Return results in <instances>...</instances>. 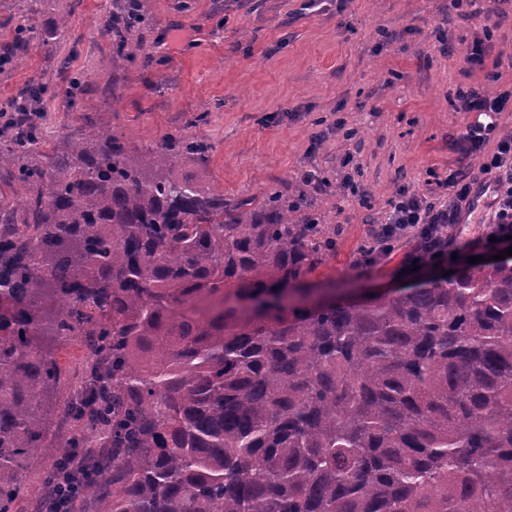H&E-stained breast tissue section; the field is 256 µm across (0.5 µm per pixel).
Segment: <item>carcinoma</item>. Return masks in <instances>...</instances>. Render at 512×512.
<instances>
[{
	"label": "carcinoma",
	"instance_id": "carcinoma-1",
	"mask_svg": "<svg viewBox=\"0 0 512 512\" xmlns=\"http://www.w3.org/2000/svg\"><path fill=\"white\" fill-rule=\"evenodd\" d=\"M127 10L114 63L143 51ZM65 94L92 108L84 75ZM47 144L0 107V512L42 450L79 512H512V263L314 304L336 227L303 189L226 203L182 173L206 145L105 117Z\"/></svg>",
	"mask_w": 512,
	"mask_h": 512
}]
</instances>
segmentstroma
I'll use <instances>...</instances> for the list:
<instances>
[{
  "mask_svg": "<svg viewBox=\"0 0 512 512\" xmlns=\"http://www.w3.org/2000/svg\"><path fill=\"white\" fill-rule=\"evenodd\" d=\"M115 0H34L32 38L18 64L0 69V103L30 82H58L62 59L90 78L93 108L48 101L43 118L54 142L105 114L131 146L146 148L181 130L207 145L188 174L225 200L262 198L272 187L294 193L299 171L317 168L329 182L315 196L341 234L336 253L309 278L321 293L410 287L435 277L396 274L393 263L359 274L354 266L371 217L397 186L436 191L439 180L478 156L457 142L473 112L453 111L460 84L512 86V6L493 29L482 71L462 57L485 23L448 0H153V19L135 27L144 53L112 66L105 30ZM455 52H439L440 36ZM344 120L355 132L337 131ZM323 133L313 143L314 133ZM360 168L358 191L343 187L345 155Z\"/></svg>",
  "mask_w": 512,
  "mask_h": 512,
  "instance_id": "35a3bbf8",
  "label": "stroma"
}]
</instances>
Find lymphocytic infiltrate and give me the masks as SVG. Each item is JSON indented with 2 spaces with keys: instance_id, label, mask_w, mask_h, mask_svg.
<instances>
[{
  "instance_id": "f902f5d3",
  "label": "lymphocytic infiltrate",
  "mask_w": 512,
  "mask_h": 512,
  "mask_svg": "<svg viewBox=\"0 0 512 512\" xmlns=\"http://www.w3.org/2000/svg\"><path fill=\"white\" fill-rule=\"evenodd\" d=\"M488 79L485 86L457 87L450 99L454 111L479 115L459 136L466 153L480 155L479 167L450 173L436 198L398 190L384 216L372 224L373 245L360 252L357 268L370 271L399 249L404 252L401 273L444 264L453 268L466 265L468 257L499 255L512 246V135L501 133L497 123L498 115L512 112V88L494 89L498 74ZM480 182L492 188L490 220L476 241H452L448 229L460 223L462 207Z\"/></svg>"
}]
</instances>
